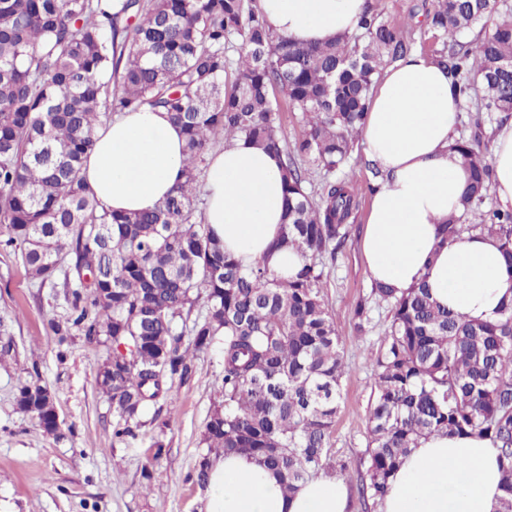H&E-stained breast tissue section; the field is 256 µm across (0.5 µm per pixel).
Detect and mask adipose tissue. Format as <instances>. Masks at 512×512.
<instances>
[{
  "mask_svg": "<svg viewBox=\"0 0 512 512\" xmlns=\"http://www.w3.org/2000/svg\"><path fill=\"white\" fill-rule=\"evenodd\" d=\"M368 0H258L275 34L304 46L353 33ZM461 101L446 69L414 54L384 70L361 131L365 155L385 180L374 193L362 251L372 280L406 289L427 281L433 298L469 320L495 318L512 297L495 238L475 232L440 244L439 226L456 212L468 172L451 145ZM186 140L167 113L143 109L99 128L82 175L91 192L118 212L153 208L183 179ZM491 190L512 208V120L492 146ZM204 221L226 252L265 261L289 278L297 254L275 242L284 215L277 157L237 141L207 159ZM498 450L486 438L435 434L422 439L390 481L379 512H494L501 494ZM342 481L318 476L292 494L252 455L214 457L202 512H348Z\"/></svg>",
  "mask_w": 512,
  "mask_h": 512,
  "instance_id": "obj_1",
  "label": "adipose tissue"
}]
</instances>
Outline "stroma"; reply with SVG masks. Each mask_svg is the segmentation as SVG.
Wrapping results in <instances>:
<instances>
[{
	"mask_svg": "<svg viewBox=\"0 0 512 512\" xmlns=\"http://www.w3.org/2000/svg\"><path fill=\"white\" fill-rule=\"evenodd\" d=\"M400 30L411 52L430 55L433 40L424 25L432 0H369ZM355 148L343 170L358 189L350 232L328 265L324 299L336 317L348 373L340 411L330 436L331 463H346L343 480L355 489L368 467L367 414L373 395L372 361L389 320L387 303L371 299L372 280L361 251L375 180ZM371 306V322L358 330L355 307ZM69 306L62 286L38 285L20 247H0V512H201L204 489L195 468L205 446L202 435L217 399L222 369L220 347L198 354L193 373L173 387V400L157 421L114 439L112 403L96 386L109 351L81 334L58 344L51 321L65 320ZM39 374L51 389L61 422L46 434L20 412V380ZM167 447L153 460V443Z\"/></svg>",
	"mask_w": 512,
	"mask_h": 512,
	"instance_id": "stroma-1",
	"label": "stroma"
}]
</instances>
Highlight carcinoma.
<instances>
[{
    "label": "carcinoma",
    "instance_id": "cac0c4a2",
    "mask_svg": "<svg viewBox=\"0 0 512 512\" xmlns=\"http://www.w3.org/2000/svg\"><path fill=\"white\" fill-rule=\"evenodd\" d=\"M492 28L475 42L459 37ZM432 59L458 96L475 86L479 111L512 114V5L435 0ZM242 52L233 57L235 42ZM400 32L367 9L358 32L313 47L274 34L246 0H0V237L23 247L40 285L62 278L71 314L52 323L58 342L77 330L112 352L97 384L112 401L113 434L141 424L218 344L220 402L206 424L210 453L245 452L284 492L330 466L327 448L347 373L342 336L322 293L325 256L349 234L356 188L334 178L349 160L381 72L408 54ZM300 113L304 134L283 135L274 90ZM164 111L187 140L184 182L149 211L117 214L81 175L96 129L113 114ZM453 149L469 173L442 242L488 232L512 277V210L483 209L491 169L481 122ZM243 139L280 160L286 209L276 245L303 260L293 277L224 251L196 207L213 140ZM324 173L320 199L298 161ZM473 215L477 221L463 223ZM389 306L374 363L369 465L358 494L378 507L411 449L435 433L478 435L498 448L502 496L512 512V300L491 321H467L432 300L426 281L399 291L372 284ZM205 312L193 315L198 305ZM18 409L49 434L54 396L38 376L19 382Z\"/></svg>",
    "mask_w": 512,
    "mask_h": 512
}]
</instances>
